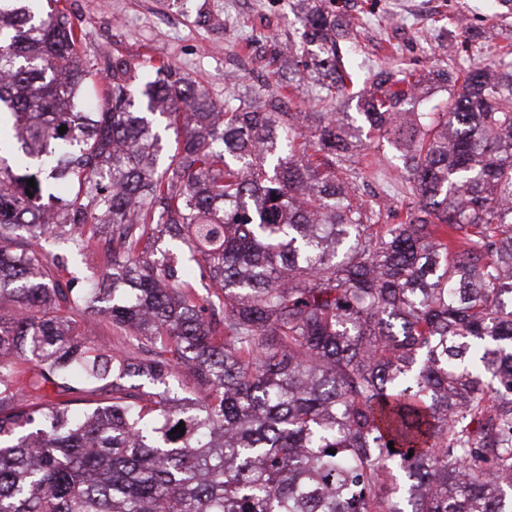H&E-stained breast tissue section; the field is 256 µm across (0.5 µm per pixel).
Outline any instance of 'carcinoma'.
Returning a JSON list of instances; mask_svg holds the SVG:
<instances>
[{
    "label": "carcinoma",
    "mask_w": 512,
    "mask_h": 512,
    "mask_svg": "<svg viewBox=\"0 0 512 512\" xmlns=\"http://www.w3.org/2000/svg\"><path fill=\"white\" fill-rule=\"evenodd\" d=\"M33 2L0 0V512H512V47L430 111L426 76L380 69L352 126L291 111V84L223 108L165 61L95 70L60 0ZM299 24L320 97H344L336 10ZM155 112L182 132L165 157ZM364 126L409 195L381 232ZM50 229L78 254L105 236L112 272L53 287ZM71 316L76 322L77 330L83 335L81 337L95 343H109L112 341V349L115 348L117 342L108 326L97 323L92 317L82 311H75Z\"/></svg>",
    "instance_id": "obj_1"
}]
</instances>
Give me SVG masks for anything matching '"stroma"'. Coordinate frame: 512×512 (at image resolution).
Listing matches in <instances>:
<instances>
[{"label":"stroma","mask_w":512,"mask_h":512,"mask_svg":"<svg viewBox=\"0 0 512 512\" xmlns=\"http://www.w3.org/2000/svg\"><path fill=\"white\" fill-rule=\"evenodd\" d=\"M82 30L83 60L104 68L112 56L137 63L148 57L168 60L181 77L209 93L217 104H235L245 94L294 79L296 112H334L340 121L360 119L361 102L346 97L323 101L306 72L289 73L287 61L270 64L274 42L297 38L303 0H64ZM462 13L470 26L449 25ZM360 19L356 58L360 87L400 59L419 71L499 58L500 46L512 44V11L499 0H350L340 20ZM358 193L368 202L386 199L393 210L404 202L406 183L398 153L391 145L367 139L355 156ZM40 249L63 262L60 284L82 279L89 269L111 261L101 248L78 255L55 235L42 237Z\"/></svg>","instance_id":"35a3bbf8"}]
</instances>
